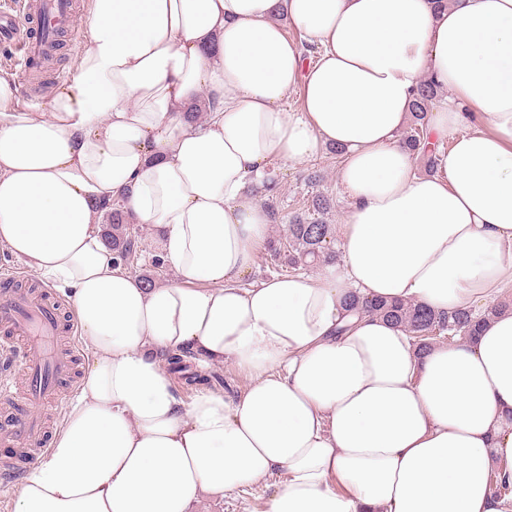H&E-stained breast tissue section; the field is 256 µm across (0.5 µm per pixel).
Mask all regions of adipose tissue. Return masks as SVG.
Returning a JSON list of instances; mask_svg holds the SVG:
<instances>
[{"instance_id": "adipose-tissue-1", "label": "adipose tissue", "mask_w": 512, "mask_h": 512, "mask_svg": "<svg viewBox=\"0 0 512 512\" xmlns=\"http://www.w3.org/2000/svg\"><path fill=\"white\" fill-rule=\"evenodd\" d=\"M88 23L46 104L0 77V246L69 298L91 356L15 512H196L272 477L265 512H512L489 490L512 476V309L489 310L512 281V0H90ZM425 80L421 176L400 133ZM327 146L339 265L245 284L274 165ZM102 201L160 230L175 283L116 264ZM352 293L479 326L420 355ZM179 349L252 382L181 401Z\"/></svg>"}]
</instances>
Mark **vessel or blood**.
Returning a JSON list of instances; mask_svg holds the SVG:
<instances>
[{"label":"vessel or blood","instance_id":"vessel-or-blood-1","mask_svg":"<svg viewBox=\"0 0 512 512\" xmlns=\"http://www.w3.org/2000/svg\"><path fill=\"white\" fill-rule=\"evenodd\" d=\"M73 0H5L0 5V41L12 44L16 64L42 49L39 30L75 31ZM61 331V310L47 290L15 288L0 274V446L45 449L47 428L33 409L73 377L74 352L52 342Z\"/></svg>","mask_w":512,"mask_h":512}]
</instances>
